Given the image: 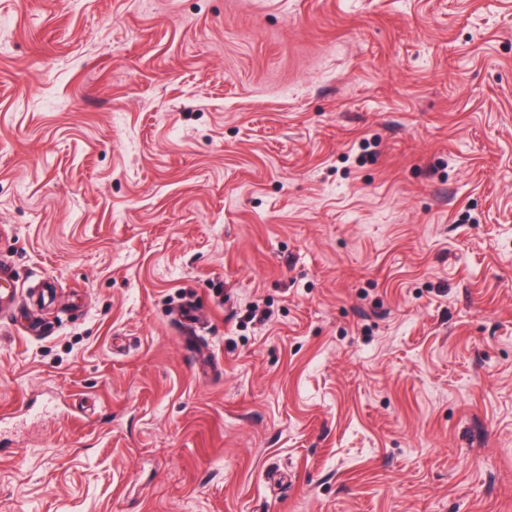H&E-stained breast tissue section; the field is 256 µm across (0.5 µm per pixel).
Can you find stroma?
I'll return each instance as SVG.
<instances>
[{"label":"stroma","mask_w":512,"mask_h":512,"mask_svg":"<svg viewBox=\"0 0 512 512\" xmlns=\"http://www.w3.org/2000/svg\"><path fill=\"white\" fill-rule=\"evenodd\" d=\"M1 18L0 512H512V0Z\"/></svg>","instance_id":"1"}]
</instances>
